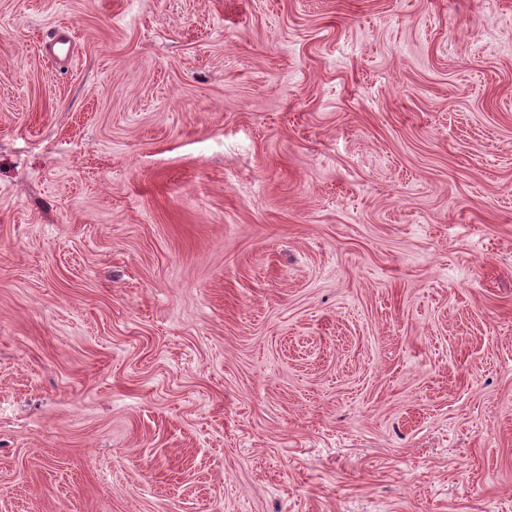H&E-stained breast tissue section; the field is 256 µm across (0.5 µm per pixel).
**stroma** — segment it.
Masks as SVG:
<instances>
[{
	"label": "stroma",
	"instance_id": "1",
	"mask_svg": "<svg viewBox=\"0 0 512 512\" xmlns=\"http://www.w3.org/2000/svg\"><path fill=\"white\" fill-rule=\"evenodd\" d=\"M0 512H512V0H0Z\"/></svg>",
	"mask_w": 512,
	"mask_h": 512
}]
</instances>
